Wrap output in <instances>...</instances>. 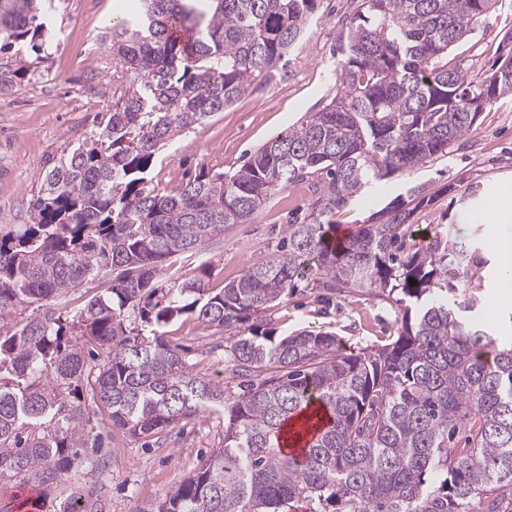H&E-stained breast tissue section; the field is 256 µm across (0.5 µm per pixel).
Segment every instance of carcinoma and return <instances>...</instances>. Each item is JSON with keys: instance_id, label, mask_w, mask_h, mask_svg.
<instances>
[{"instance_id": "cac0c4a2", "label": "carcinoma", "mask_w": 512, "mask_h": 512, "mask_svg": "<svg viewBox=\"0 0 512 512\" xmlns=\"http://www.w3.org/2000/svg\"><path fill=\"white\" fill-rule=\"evenodd\" d=\"M497 2L361 0L335 98L234 173L167 194L149 184L157 152L268 73L317 0H141L137 17L112 23L122 76L100 132L48 163L29 223L0 233V317L34 313L0 325V476L42 486L104 447L107 429L148 444L220 406L224 447L141 512H512V342L467 317L487 288L485 224L472 215L470 239L446 224L417 237L414 216L435 196L412 187L371 223L332 235L368 184L448 153L487 105L512 96V47L486 73L448 62ZM43 11V0H0L3 46L41 48ZM305 181L312 200L285 225L287 252L217 292L199 275L159 283L163 261ZM108 275L112 286L71 321L55 316L59 298ZM312 276L328 292L399 295L397 336L347 353L329 332L265 328L263 313ZM182 316L235 332L236 370L259 383L232 397L193 374L160 332ZM83 342L102 351L98 363ZM312 399L327 423L292 460L281 441ZM95 407L108 417L97 432Z\"/></svg>"}]
</instances>
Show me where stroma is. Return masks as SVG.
Returning a JSON list of instances; mask_svg holds the SVG:
<instances>
[{"mask_svg":"<svg viewBox=\"0 0 512 512\" xmlns=\"http://www.w3.org/2000/svg\"><path fill=\"white\" fill-rule=\"evenodd\" d=\"M358 7L359 0H318L301 42L224 112L159 153L149 172L152 186L165 192L199 175L235 172L271 136L329 104L338 92L339 40ZM138 9L139 0H51L43 18V51L24 50L20 64L12 52L0 51V79L10 85L0 93V228L27 223L44 162L96 133L98 113L112 105L117 75L109 21L116 12L130 16ZM507 31H512V0H499L450 55L484 72L497 59ZM507 180L512 182L511 96L487 107L476 130L453 152L434 157L410 175L370 186L336 220L341 230H349L419 186L435 196L419 216V233L435 224L463 231L470 225L468 209H480ZM310 200L303 183L275 194L251 223L226 228L191 257L167 266L165 284L202 273L210 287H224L274 253L289 213ZM402 314L392 296L358 288L328 294L304 284L267 310L263 320L280 335L306 327L333 332L346 351L356 353L392 339ZM166 338L187 351L195 374L239 392L241 379L227 355L230 334L183 317L167 326ZM223 433L219 410L183 420L149 448L118 432L98 452L96 463L75 461L63 479L38 492L47 512H63L77 499L98 501L103 512H140L193 474L220 447Z\"/></svg>","mask_w":512,"mask_h":512,"instance_id":"1","label":"stroma"}]
</instances>
